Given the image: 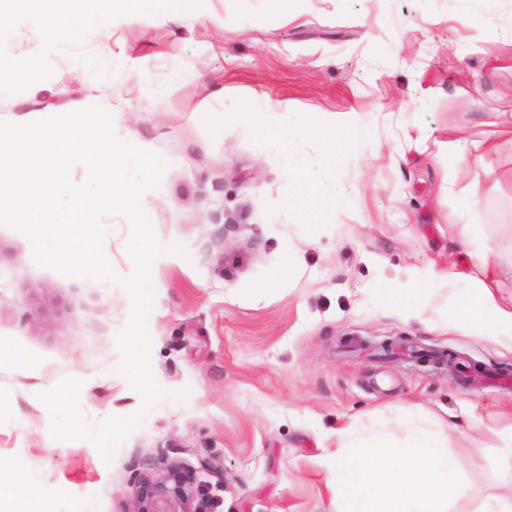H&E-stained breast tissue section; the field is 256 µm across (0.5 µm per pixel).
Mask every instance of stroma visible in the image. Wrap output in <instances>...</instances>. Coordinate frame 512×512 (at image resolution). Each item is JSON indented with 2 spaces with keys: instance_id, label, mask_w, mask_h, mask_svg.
Wrapping results in <instances>:
<instances>
[{
  "instance_id": "stroma-1",
  "label": "stroma",
  "mask_w": 512,
  "mask_h": 512,
  "mask_svg": "<svg viewBox=\"0 0 512 512\" xmlns=\"http://www.w3.org/2000/svg\"><path fill=\"white\" fill-rule=\"evenodd\" d=\"M0 30L40 66L26 96L0 101V120L112 109L168 161L145 198L158 240L182 248L153 265L148 318L152 370L171 396L107 463L89 441L53 439L31 389L78 378L88 419L138 411L115 372L130 298L39 266L29 240L0 227V461L25 459L61 487L43 512H133L138 476L173 465L204 482L210 512H334L324 449L355 422L404 441L408 404L465 487L448 512L512 488V460L498 457L512 432V324L458 318L477 290L474 252L494 256L496 300L512 301V0L478 14L469 0H290L284 12L191 0L181 22L117 11L59 38L13 16ZM175 70L183 82L158 93ZM258 99L371 128L322 177L349 208L271 223L288 174L241 117ZM105 221V255L130 275L131 225ZM420 288L415 312L391 298ZM398 337L455 352L459 373L375 355Z\"/></svg>"
}]
</instances>
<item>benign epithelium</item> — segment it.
Listing matches in <instances>:
<instances>
[{
    "label": "benign epithelium",
    "mask_w": 512,
    "mask_h": 512,
    "mask_svg": "<svg viewBox=\"0 0 512 512\" xmlns=\"http://www.w3.org/2000/svg\"><path fill=\"white\" fill-rule=\"evenodd\" d=\"M202 487L178 466L159 475L140 476L134 512H201Z\"/></svg>",
    "instance_id": "7a95c632"
}]
</instances>
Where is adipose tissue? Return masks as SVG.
I'll return each mask as SVG.
<instances>
[{
  "label": "adipose tissue",
  "mask_w": 512,
  "mask_h": 512,
  "mask_svg": "<svg viewBox=\"0 0 512 512\" xmlns=\"http://www.w3.org/2000/svg\"><path fill=\"white\" fill-rule=\"evenodd\" d=\"M30 69V62L20 61L8 38L0 34V100L25 93ZM245 118L267 134L269 150L288 173V196L273 216V223H283L311 208L326 214L349 206L350 199L342 190L320 188L319 178L325 169L335 166L338 158L369 138L367 128L326 130L305 114L281 112L266 101L252 103ZM299 139L317 140L319 157L309 159L292 152L291 144ZM475 264L482 275L481 292L463 300L460 315L465 320L483 316L494 301V259L488 253H479ZM401 413L410 434L408 445H396L383 433L363 435L353 425L346 435L354 455L345 456L340 447L323 455V466L336 476L332 485L336 512H448L449 498L464 494V486L449 476L447 455L433 435L421 427L418 408L407 405ZM59 493V488L36 485L24 460L0 463V502H12L11 512H38L39 500Z\"/></svg>",
  "instance_id": "ef3b65f1"
}]
</instances>
